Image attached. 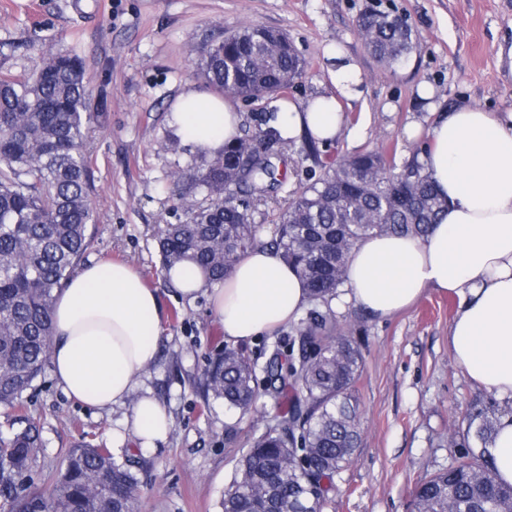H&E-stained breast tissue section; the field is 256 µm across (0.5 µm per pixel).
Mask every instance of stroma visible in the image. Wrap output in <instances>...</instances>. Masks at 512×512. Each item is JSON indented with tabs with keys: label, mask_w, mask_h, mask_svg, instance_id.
<instances>
[{
	"label": "stroma",
	"mask_w": 512,
	"mask_h": 512,
	"mask_svg": "<svg viewBox=\"0 0 512 512\" xmlns=\"http://www.w3.org/2000/svg\"><path fill=\"white\" fill-rule=\"evenodd\" d=\"M372 8L411 28L414 49L397 66L364 46L356 23ZM249 25L287 34L308 64L287 98L236 100L249 132L286 103L333 92L330 51L346 54L363 81L360 97H339L343 131L318 146L316 157H308L303 137L283 140L284 184L252 212L265 242L276 214L342 158L388 150L401 163L424 150L438 112L460 105L512 110V66L497 55L502 40L512 41V0H0V73L31 70L49 53L75 54L104 95L86 142L94 222L84 262L129 263L160 288L167 314L157 360L140 382L167 409V438L138 449L125 408L85 407L44 369L20 407L0 409L1 436L22 418L40 428L31 490L49 491L67 449L88 441L117 458L140 453L144 490L136 512H220L250 441L276 422L278 405L267 396L243 419L206 398L205 372L229 343L206 294L187 302L165 282L157 242L159 226L187 219L176 174L199 158L190 146L173 145L171 106L181 93L204 89L195 67L200 48ZM448 301L431 290L384 320L348 303L334 307L339 331L362 352L355 385L360 446L336 474L325 512H411L418 485L467 462L456 445L465 417L494 396L453 361ZM235 422L242 431L232 440L226 427Z\"/></svg>",
	"instance_id": "stroma-1"
}]
</instances>
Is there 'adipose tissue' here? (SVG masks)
<instances>
[{
  "label": "adipose tissue",
  "instance_id": "1",
  "mask_svg": "<svg viewBox=\"0 0 512 512\" xmlns=\"http://www.w3.org/2000/svg\"><path fill=\"white\" fill-rule=\"evenodd\" d=\"M336 94L289 105L282 136L311 133L330 143L342 130L339 97L362 93L356 67L335 56ZM182 139L213 155L239 133L230 100L190 90L169 116ZM422 161L446 206L421 238L376 234L351 251L344 302L385 319L426 291L453 295L457 309L448 332L463 374L502 399L512 400V111L456 107L427 133ZM186 299L208 293L225 339L239 343L269 334L299 318L309 301L297 270L275 249L256 246L224 283L209 286L193 264L164 273ZM164 317L157 289L131 266L90 263L54 300L51 362L58 386L86 407L124 406L127 423L145 448L169 430L166 408L138 394L137 378L157 359Z\"/></svg>",
  "mask_w": 512,
  "mask_h": 512
}]
</instances>
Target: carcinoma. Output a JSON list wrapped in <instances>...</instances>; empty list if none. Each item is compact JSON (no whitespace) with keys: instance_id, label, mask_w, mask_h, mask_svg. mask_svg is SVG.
<instances>
[{"instance_id":"obj_1","label":"carcinoma","mask_w":512,"mask_h":512,"mask_svg":"<svg viewBox=\"0 0 512 512\" xmlns=\"http://www.w3.org/2000/svg\"><path fill=\"white\" fill-rule=\"evenodd\" d=\"M244 27L233 39L202 48L198 75L217 94L258 100L282 94L306 74L307 64L286 48L270 51ZM368 51L396 64L412 48L402 19L377 11L359 20ZM101 102L76 55L49 54L33 70L0 74V406L14 407L49 360L55 294L91 244L93 183L85 150ZM282 141L269 126L233 138L202 164L180 171L188 220L159 228L162 267L191 261L211 283H221L235 262L261 244L258 225L224 202V171H239L245 148L262 138ZM386 153L347 157L334 172L305 187L277 217L271 248L293 265L318 307L293 342L274 345L263 366L229 349L205 374L208 397L244 418L256 399V371L266 391L284 399L282 419L242 456L221 512H325L336 473L359 446L353 391L362 354L334 336L330 302L346 281L353 247L373 234L424 236L437 223L443 201L418 157L385 166ZM282 184L270 158L253 154L235 194L254 203ZM498 408L483 406L467 418L479 450L471 461L423 482L414 512H512V485L497 481L489 448ZM41 438L25 421L0 438V502L9 512H134L142 482L140 461L117 460L89 442L69 449L48 493L17 491Z\"/></svg>"}]
</instances>
